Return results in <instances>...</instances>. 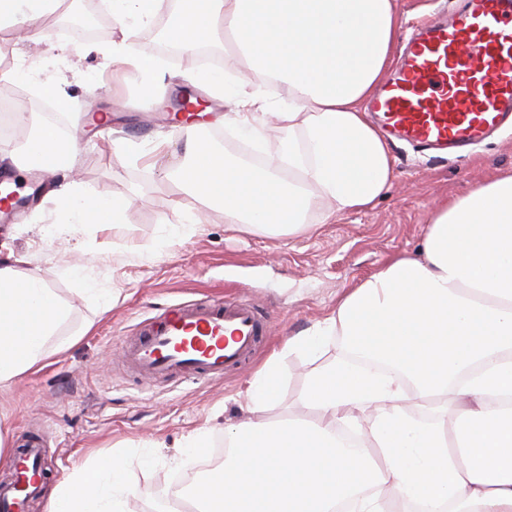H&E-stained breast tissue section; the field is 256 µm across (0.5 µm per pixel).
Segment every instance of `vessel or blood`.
Wrapping results in <instances>:
<instances>
[{"label": "vessel or blood", "mask_w": 512, "mask_h": 512, "mask_svg": "<svg viewBox=\"0 0 512 512\" xmlns=\"http://www.w3.org/2000/svg\"><path fill=\"white\" fill-rule=\"evenodd\" d=\"M372 108L391 137L421 150L460 152L512 122V0H465L418 29L403 65ZM264 321L249 304L194 300L167 307L123 341L128 364L145 378L210 380L255 349ZM44 435L28 440L17 463L38 486Z\"/></svg>", "instance_id": "b4317fda"}]
</instances>
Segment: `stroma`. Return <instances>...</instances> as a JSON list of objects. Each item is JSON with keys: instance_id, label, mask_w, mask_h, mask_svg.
<instances>
[{"instance_id": "1", "label": "stroma", "mask_w": 512, "mask_h": 512, "mask_svg": "<svg viewBox=\"0 0 512 512\" xmlns=\"http://www.w3.org/2000/svg\"><path fill=\"white\" fill-rule=\"evenodd\" d=\"M84 0H65L60 14L48 16L49 40L24 41L20 32H0V53L13 55L23 78L0 80V92H13V106L37 112L46 98L42 83L61 82L71 101L56 112L59 124L72 130L76 164L70 170L42 171L46 190L13 223H0V243L40 268L51 288L70 310L60 335L79 334L65 353L51 357L9 388L0 389V427L8 443L20 449L25 436L47 431L44 455L50 462L45 486L67 477L87 459L126 451L127 475L138 488L128 512H165L174 494L191 490L210 473L224 445V426L248 417L246 388L270 355L290 336L312 329L331 314L337 300L400 254H418L435 204L453 200L512 171V132L486 141L463 158H437L404 144L391 146L396 180L370 210L329 216L309 215V231L295 236L245 234L224 221L218 206L186 198L167 180L164 166L178 164L184 142L163 108L177 89L192 87L209 68L233 72L224 48L213 47L215 66L199 62L197 53L170 55L160 36L164 18L139 26V44L157 57L164 73L162 94L143 103L147 76L126 68L112 79L108 48L120 40L119 24L105 37L89 41L66 38L67 20L83 13ZM201 97L212 111L200 138L239 156L248 145L224 122L228 110L222 93L204 86ZM95 99L110 112V126L87 121L85 105ZM168 139L165 155H152L154 143ZM76 182L90 194L127 198V221L74 233L50 191ZM79 266L112 294L110 310H101L68 275ZM221 297L252 304L265 320L266 333L253 357L224 378L206 382L145 380L124 362L122 339L170 305ZM344 348L331 337L319 360L300 354L283 358L280 414L312 419L300 400L316 362L342 358ZM206 430L212 445L193 458L180 444L191 432ZM153 448L156 463L143 467L141 449Z\"/></svg>"}]
</instances>
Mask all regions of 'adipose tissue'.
<instances>
[{"label": "adipose tissue", "instance_id": "ef3b65f1", "mask_svg": "<svg viewBox=\"0 0 512 512\" xmlns=\"http://www.w3.org/2000/svg\"><path fill=\"white\" fill-rule=\"evenodd\" d=\"M61 0H0V30L21 28L34 44ZM402 20L396 0H177L164 29L189 51L223 37L251 83L285 85L287 104L232 112L225 122L254 141L278 135L264 166L230 161L183 131L185 160L171 179L224 221L273 237L308 229L315 201L332 213L374 206L395 172L366 104L391 62ZM21 149L0 163L62 169L72 144L27 115ZM70 231L120 223L130 200L54 193ZM68 317L44 274L23 256L0 260V388L76 343L57 340ZM342 337L349 359L316 368L304 403L316 420H263L280 391L283 355H317ZM248 422L224 430V464L197 495L199 512H390L384 498L415 512H512V173L437 205L418 256H398L352 288L315 329L289 337L250 381ZM436 403L415 419L406 406ZM382 449L373 465L368 447ZM137 488L123 453L75 468L48 493L50 512H126Z\"/></svg>", "mask_w": 512, "mask_h": 512}]
</instances>
